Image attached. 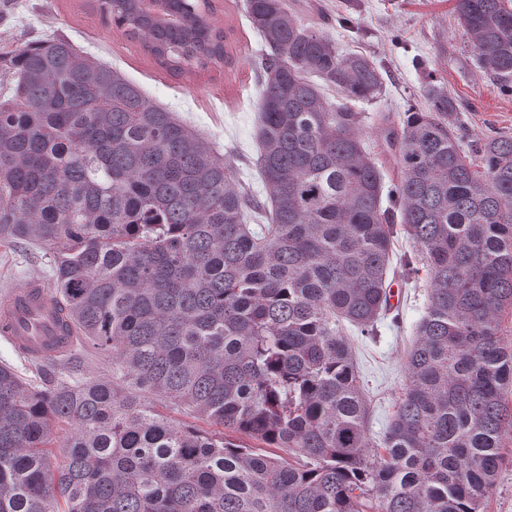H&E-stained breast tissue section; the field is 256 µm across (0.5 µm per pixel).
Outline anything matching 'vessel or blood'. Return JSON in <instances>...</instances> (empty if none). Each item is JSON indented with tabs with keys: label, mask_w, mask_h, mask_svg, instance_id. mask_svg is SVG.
<instances>
[{
	"label": "vessel or blood",
	"mask_w": 512,
	"mask_h": 512,
	"mask_svg": "<svg viewBox=\"0 0 512 512\" xmlns=\"http://www.w3.org/2000/svg\"><path fill=\"white\" fill-rule=\"evenodd\" d=\"M0 336L30 359L61 355L74 344L46 282L35 278L0 298Z\"/></svg>",
	"instance_id": "vessel-or-blood-1"
}]
</instances>
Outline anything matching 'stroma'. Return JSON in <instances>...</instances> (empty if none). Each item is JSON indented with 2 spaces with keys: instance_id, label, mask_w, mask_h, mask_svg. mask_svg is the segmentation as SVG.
<instances>
[{
  "instance_id": "1",
  "label": "stroma",
  "mask_w": 512,
  "mask_h": 512,
  "mask_svg": "<svg viewBox=\"0 0 512 512\" xmlns=\"http://www.w3.org/2000/svg\"><path fill=\"white\" fill-rule=\"evenodd\" d=\"M88 0H0V47L35 44L59 37L120 70L157 103L195 127L220 151L237 155L240 179L262 190L255 167L261 83L262 38L252 28L245 0H212L211 24L224 31L230 55L218 68L174 74L133 40L101 22ZM309 20L340 51L359 52L384 66L382 99L354 103L364 113L358 130L372 143L382 114L402 117L407 109L428 110L421 93L426 77L443 84L458 103L466 144L512 136V94L501 91L482 70L459 24L456 0H310ZM38 277L51 280L48 249L0 248V292ZM400 292L396 317H385L368 336L347 326L361 388L369 404L372 438H381L407 383L404 356L415 340L427 301L425 278L394 277Z\"/></svg>"
}]
</instances>
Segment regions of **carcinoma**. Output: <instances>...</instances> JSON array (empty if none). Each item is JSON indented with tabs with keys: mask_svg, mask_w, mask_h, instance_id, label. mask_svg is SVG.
<instances>
[{
	"mask_svg": "<svg viewBox=\"0 0 512 512\" xmlns=\"http://www.w3.org/2000/svg\"><path fill=\"white\" fill-rule=\"evenodd\" d=\"M141 2L94 8L172 73L224 63L212 0H180L176 29ZM246 9L268 48L266 204L233 155L67 40L3 58L0 244L50 248L53 300L112 374L0 363V512H481L496 490L512 433V137L465 151L457 101L431 78L429 110L383 117L373 153L348 101L383 96L380 65L288 0ZM455 10L509 87L512 3ZM400 234L401 276L424 273L428 298L377 442L343 323L367 334L390 311Z\"/></svg>",
	"mask_w": 512,
	"mask_h": 512,
	"instance_id": "1",
	"label": "carcinoma"
}]
</instances>
